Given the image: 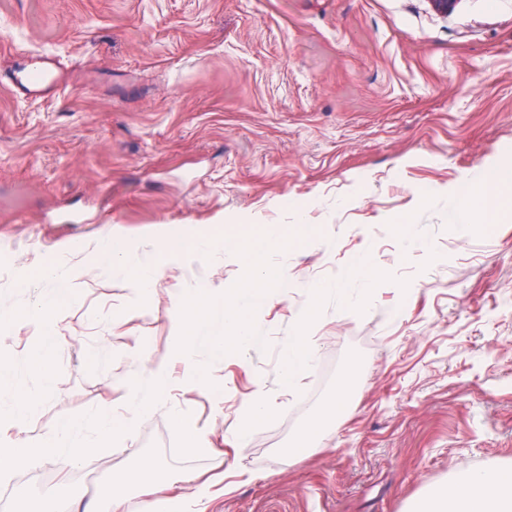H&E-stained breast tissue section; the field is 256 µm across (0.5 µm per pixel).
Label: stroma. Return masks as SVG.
<instances>
[{
  "label": "stroma",
  "mask_w": 512,
  "mask_h": 512,
  "mask_svg": "<svg viewBox=\"0 0 512 512\" xmlns=\"http://www.w3.org/2000/svg\"><path fill=\"white\" fill-rule=\"evenodd\" d=\"M49 52L72 88L48 102L11 76ZM512 158V0H0V304L28 307L45 261L71 274V301L49 330L21 318L0 352L24 364L42 333L59 340L57 389L28 423L119 404L164 356L180 320L164 293L99 282L110 236L130 252L159 236L218 249L186 253L189 288L233 285L244 267L224 240L269 225L306 242L277 253L288 279L256 317L267 343L211 360L207 381L171 367L174 403L135 425L132 446L69 470L55 459L0 478V512H22L65 482L87 493L141 456L172 482L225 473L207 512H410L426 489L475 468L512 472V215L460 236L448 195ZM426 250L402 259L396 224ZM385 269L358 306L326 295L318 357L295 388L282 352L312 289L353 254ZM28 287H20L21 278ZM346 416L316 426L343 377ZM270 418L243 458L224 447L243 405ZM210 432L182 445L174 412ZM316 448L295 455L304 431Z\"/></svg>",
  "instance_id": "1"
}]
</instances>
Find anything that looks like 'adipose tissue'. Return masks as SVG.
<instances>
[{"instance_id": "adipose-tissue-1", "label": "adipose tissue", "mask_w": 512, "mask_h": 512, "mask_svg": "<svg viewBox=\"0 0 512 512\" xmlns=\"http://www.w3.org/2000/svg\"><path fill=\"white\" fill-rule=\"evenodd\" d=\"M508 190L512 191L511 160L485 167L476 189L450 196L448 204L460 219L461 230H469L476 224L499 223L506 206L504 193ZM184 250L183 240L162 238L154 243L152 251L138 257L130 253L123 239L113 236L98 248L94 269L98 279L131 277L141 292L152 293L167 276V257ZM385 275V270L364 252L343 267L335 286L318 285L312 293L317 298L333 293L347 305L356 306ZM318 316V309L310 308L295 326V333L283 352L285 387H293L315 362L317 343L310 327ZM185 482V491H173L163 468L154 460L144 458L117 474L86 500L76 497L69 485H60L55 496L42 499L37 512H63L62 504L66 501L74 502L75 512H127V492L134 486L145 490L140 512H204L205 504L214 497L213 489L219 485V478L201 480L189 476ZM422 512H512V481H502L497 473L483 469L469 471L462 478L432 486Z\"/></svg>"}]
</instances>
